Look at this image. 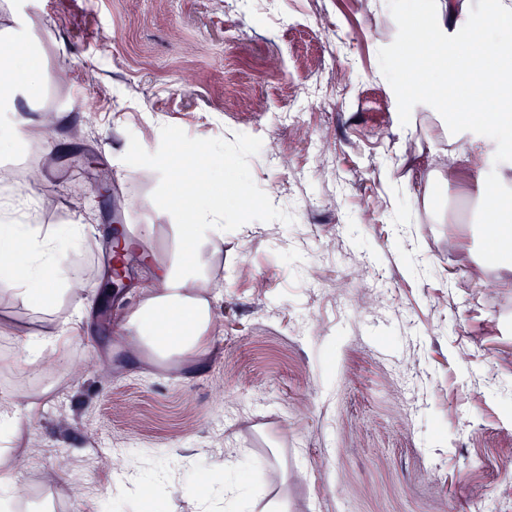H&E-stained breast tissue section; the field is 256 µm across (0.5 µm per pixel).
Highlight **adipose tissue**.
<instances>
[{"instance_id":"1","label":"adipose tissue","mask_w":512,"mask_h":512,"mask_svg":"<svg viewBox=\"0 0 512 512\" xmlns=\"http://www.w3.org/2000/svg\"><path fill=\"white\" fill-rule=\"evenodd\" d=\"M475 15L482 32L493 39L484 51L483 64H475L471 47L455 34L459 16ZM403 26H420L424 32L418 50L406 61L397 84L412 93L415 102L431 112L439 154H417L415 163L423 195L433 184L450 185L458 171L480 176L485 172L489 135L501 133V147L512 151V0H427L417 9L408 0L397 12ZM40 73L32 54L15 47L0 55V91L35 87ZM467 89L476 100L494 98L495 106L475 111L472 105L459 106L460 114L449 118L443 107L448 88ZM464 141L463 149L448 153L445 142ZM196 146L182 148L180 156L157 155L154 165L161 176L179 167L167 208L174 218L170 224H145L136 233L106 227L114 250L145 266L144 276L134 282L135 298L121 307L113 328L135 350L155 363H198L212 353L215 297L211 291V270L224 253V208L234 204V196L217 200L210 192L226 175L208 170L200 161ZM484 227L483 244L490 260H497L500 243L512 235V195L491 189L480 197ZM93 228L71 224L65 229L39 224L0 221V283L17 300L34 308H51L68 301L71 312L65 329H45L32 335L9 322L0 329L10 332L15 348L0 359V368H31L38 364L44 349L65 352L81 335L91 295L81 285L82 246ZM170 234L174 251L160 254L155 248L159 235ZM239 463L220 468H203L191 461L183 467L184 479L200 489L201 512H213V493H220L225 512L247 492L239 477Z\"/></svg>"}]
</instances>
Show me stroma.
<instances>
[{
    "label": "stroma",
    "mask_w": 512,
    "mask_h": 512,
    "mask_svg": "<svg viewBox=\"0 0 512 512\" xmlns=\"http://www.w3.org/2000/svg\"><path fill=\"white\" fill-rule=\"evenodd\" d=\"M0 0V39L30 47L40 83L18 115L57 120L9 165L41 223L166 224L152 159L187 143L231 169L214 196L224 258L212 277L215 344L204 363L154 366L101 315L108 250L83 248L92 336L68 368L1 370L0 392L38 390L12 448L24 508L108 505L113 469L178 473L182 461L248 462L242 512H500L512 504V270L482 256L477 192L408 191L406 143L432 121L393 76L409 43L382 0ZM173 131L157 138L158 122ZM108 171L103 191L92 186ZM446 210L455 225L437 224ZM40 311L0 294V317L38 334ZM85 488L50 481L58 469Z\"/></svg>",
    "instance_id": "obj_1"
}]
</instances>
